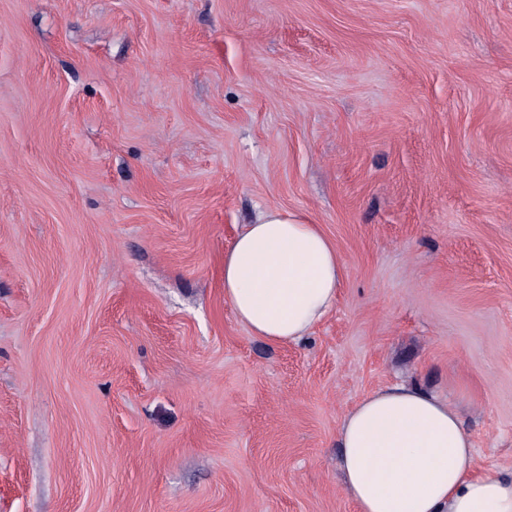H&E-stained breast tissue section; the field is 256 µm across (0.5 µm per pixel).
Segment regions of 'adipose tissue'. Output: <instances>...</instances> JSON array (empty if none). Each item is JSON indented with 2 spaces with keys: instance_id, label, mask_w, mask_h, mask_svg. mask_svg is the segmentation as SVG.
<instances>
[{
  "instance_id": "adipose-tissue-1",
  "label": "adipose tissue",
  "mask_w": 512,
  "mask_h": 512,
  "mask_svg": "<svg viewBox=\"0 0 512 512\" xmlns=\"http://www.w3.org/2000/svg\"><path fill=\"white\" fill-rule=\"evenodd\" d=\"M335 244L299 213L260 212L224 255V298L254 336L297 343L336 304ZM355 512H512V477L474 471V445L447 400L396 384L363 398L339 428Z\"/></svg>"
}]
</instances>
